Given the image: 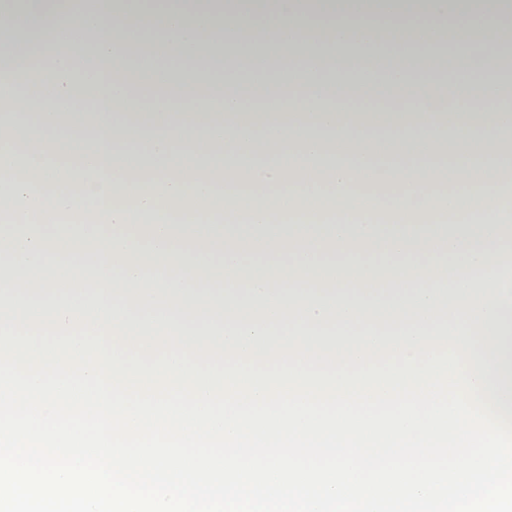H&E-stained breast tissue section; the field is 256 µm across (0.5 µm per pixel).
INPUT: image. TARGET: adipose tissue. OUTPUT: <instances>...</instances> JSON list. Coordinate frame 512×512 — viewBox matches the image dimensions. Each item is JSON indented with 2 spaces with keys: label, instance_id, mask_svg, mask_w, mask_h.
I'll list each match as a JSON object with an SVG mask.
<instances>
[{
  "label": "adipose tissue",
  "instance_id": "adipose-tissue-1",
  "mask_svg": "<svg viewBox=\"0 0 512 512\" xmlns=\"http://www.w3.org/2000/svg\"><path fill=\"white\" fill-rule=\"evenodd\" d=\"M70 8L0 22V39L28 28L51 50L46 68L0 52L1 84L52 89L27 98L32 122L11 137L24 161L0 172L14 218L0 226V289L21 308L64 295L78 310L155 317L512 324L501 247L512 239V0H191L162 12L82 0L77 32L62 22ZM148 32L157 52L131 62L124 44ZM318 38L336 52L312 51ZM442 44L448 80L428 76ZM204 45L230 54L200 58ZM198 58L218 71L232 60L238 76L187 77L180 62ZM135 91L152 103L135 108ZM175 97L187 111H172ZM122 134L145 139L147 159H121ZM201 199L236 210L246 232L227 240ZM172 202L184 207L177 224L162 218ZM88 209L94 222L69 230L66 250L29 231L32 215ZM465 210L468 224L447 223ZM279 212L293 216L289 235L271 223ZM327 213L335 223H319ZM334 252L339 262L322 263ZM409 252L420 263L404 262ZM258 254L268 276L242 279ZM152 264L161 281L148 280ZM232 281L243 297L226 298Z\"/></svg>",
  "mask_w": 512,
  "mask_h": 512
}]
</instances>
